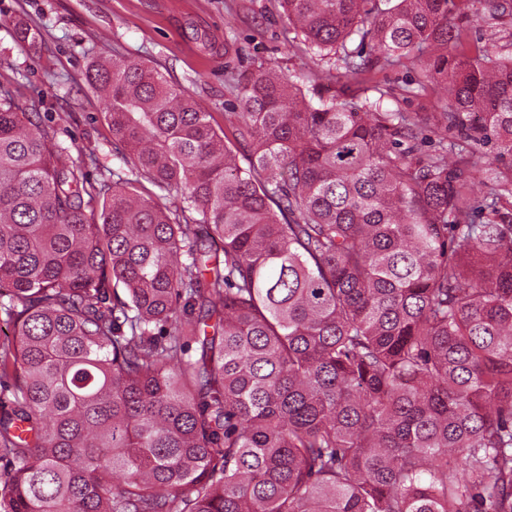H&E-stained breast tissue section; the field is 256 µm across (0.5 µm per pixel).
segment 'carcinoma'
I'll use <instances>...</instances> for the list:
<instances>
[{
    "label": "carcinoma",
    "mask_w": 512,
    "mask_h": 512,
    "mask_svg": "<svg viewBox=\"0 0 512 512\" xmlns=\"http://www.w3.org/2000/svg\"><path fill=\"white\" fill-rule=\"evenodd\" d=\"M279 2L349 76L428 55L434 111L260 65L228 135L114 55L95 184L0 92V512H512V53L453 0Z\"/></svg>",
    "instance_id": "carcinoma-1"
}]
</instances>
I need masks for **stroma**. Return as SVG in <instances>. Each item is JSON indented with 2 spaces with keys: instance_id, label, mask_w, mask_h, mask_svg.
<instances>
[{
  "instance_id": "1",
  "label": "stroma",
  "mask_w": 512,
  "mask_h": 512,
  "mask_svg": "<svg viewBox=\"0 0 512 512\" xmlns=\"http://www.w3.org/2000/svg\"><path fill=\"white\" fill-rule=\"evenodd\" d=\"M21 23L38 32L35 43H19ZM293 36L277 0H0V91L37 113L41 127L70 149L93 181L120 166L103 102L85 80L95 57L158 64L217 126L225 113L239 109L227 82L262 64L328 86L340 99L377 85L386 92L387 108L430 111L428 99L410 92L424 60L386 65L372 51L371 71L356 80L329 69Z\"/></svg>"
}]
</instances>
